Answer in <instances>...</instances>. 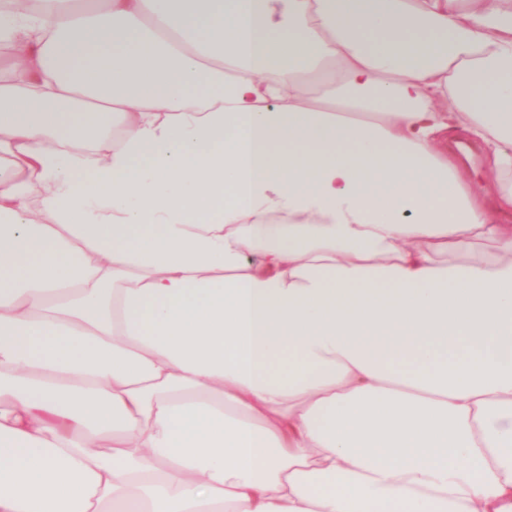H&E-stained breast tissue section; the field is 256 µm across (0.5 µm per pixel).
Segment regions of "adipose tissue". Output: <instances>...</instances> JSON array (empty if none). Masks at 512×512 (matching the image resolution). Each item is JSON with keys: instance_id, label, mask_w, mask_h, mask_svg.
<instances>
[{"instance_id": "ef3b65f1", "label": "adipose tissue", "mask_w": 512, "mask_h": 512, "mask_svg": "<svg viewBox=\"0 0 512 512\" xmlns=\"http://www.w3.org/2000/svg\"><path fill=\"white\" fill-rule=\"evenodd\" d=\"M0 41V512H512V0Z\"/></svg>"}]
</instances>
